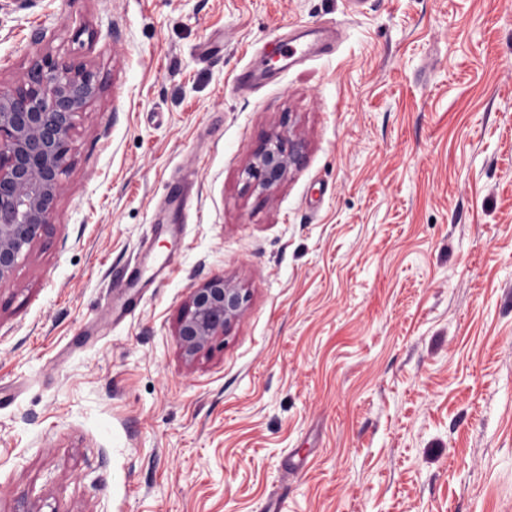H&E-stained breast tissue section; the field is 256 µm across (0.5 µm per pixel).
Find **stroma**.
<instances>
[{
	"instance_id": "obj_1",
	"label": "stroma",
	"mask_w": 512,
	"mask_h": 512,
	"mask_svg": "<svg viewBox=\"0 0 512 512\" xmlns=\"http://www.w3.org/2000/svg\"><path fill=\"white\" fill-rule=\"evenodd\" d=\"M301 25L333 53L280 57ZM45 53L101 89L0 286V512H512V0H0V87ZM216 276L243 311L189 362ZM300 154V144L280 133L269 136L252 155L246 169L250 185L261 194L270 192L286 176ZM240 288L224 277H215L191 294L176 329L179 346L186 361H194L208 350L224 329L242 314Z\"/></svg>"
}]
</instances>
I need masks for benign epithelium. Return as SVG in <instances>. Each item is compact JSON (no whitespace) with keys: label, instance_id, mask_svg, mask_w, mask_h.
<instances>
[{"label":"benign epithelium","instance_id":"7a95c632","mask_svg":"<svg viewBox=\"0 0 512 512\" xmlns=\"http://www.w3.org/2000/svg\"><path fill=\"white\" fill-rule=\"evenodd\" d=\"M100 91L85 66L50 54L32 61L25 78L0 88V285L9 283L35 240L52 223L67 173L71 133ZM300 144L269 136L246 168L253 189L268 193L286 176ZM243 296L222 277L195 289L176 329L192 362L242 314Z\"/></svg>","mask_w":512,"mask_h":512}]
</instances>
